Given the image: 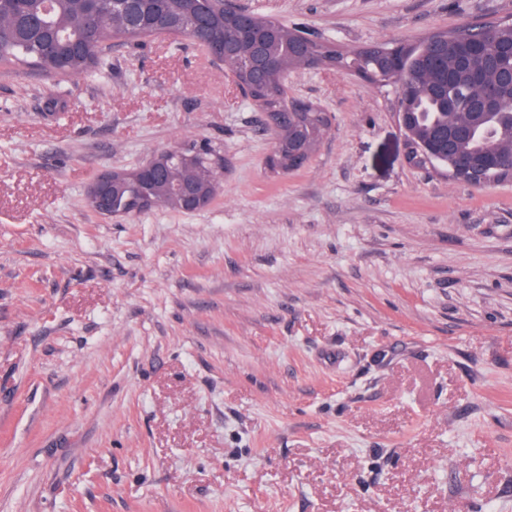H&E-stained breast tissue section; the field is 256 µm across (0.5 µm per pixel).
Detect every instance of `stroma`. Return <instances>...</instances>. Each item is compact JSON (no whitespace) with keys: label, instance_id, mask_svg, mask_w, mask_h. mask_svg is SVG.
Masks as SVG:
<instances>
[{"label":"stroma","instance_id":"stroma-1","mask_svg":"<svg viewBox=\"0 0 512 512\" xmlns=\"http://www.w3.org/2000/svg\"><path fill=\"white\" fill-rule=\"evenodd\" d=\"M349 53L512 0H232ZM271 134L188 39L0 67V512H512V181L406 161L394 86L295 69ZM208 142L209 206L103 218L111 168Z\"/></svg>","mask_w":512,"mask_h":512}]
</instances>
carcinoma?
<instances>
[{"instance_id": "cac0c4a2", "label": "carcinoma", "mask_w": 512, "mask_h": 512, "mask_svg": "<svg viewBox=\"0 0 512 512\" xmlns=\"http://www.w3.org/2000/svg\"><path fill=\"white\" fill-rule=\"evenodd\" d=\"M208 30L200 32L198 47L210 50V37L224 39L237 50L241 83L251 101L263 112H275L293 127L292 143L315 150L328 132L323 112L313 106L302 107L288 95V85L279 74L260 72L248 49L238 40L236 21L224 11V0H161L160 12L146 11L141 27H122L112 23L108 0H0V63L6 66L32 67L63 80L89 75L102 65L116 41L139 42L154 36L192 37L200 21ZM256 24L276 32L267 45V53L280 70L297 65L293 48L298 43L295 30L275 19L256 16ZM469 35L457 31L425 39L414 49L399 47L405 58L403 82L405 94L397 99V111L412 115L409 126L414 142L428 139L430 131L449 123L468 126L475 134L452 144L459 155L479 157L487 152L512 153V85L501 83L503 70H512V55L501 47L512 44V23L488 33L485 55L480 60L481 84L471 83L469 72L456 67L465 55ZM307 51L327 58L335 66L372 75V82L387 85L392 77L388 56L355 51L340 53L316 40ZM497 94L499 107L494 112L477 110L472 99L479 91ZM116 183L112 205L129 209L140 193L147 192L157 205L180 209L169 199L159 182L131 176Z\"/></svg>"}]
</instances>
